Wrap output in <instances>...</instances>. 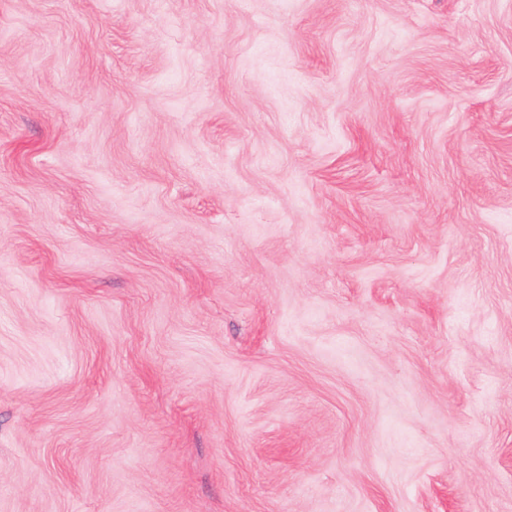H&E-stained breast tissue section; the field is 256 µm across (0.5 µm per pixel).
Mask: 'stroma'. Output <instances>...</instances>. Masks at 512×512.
I'll list each match as a JSON object with an SVG mask.
<instances>
[{"instance_id": "obj_1", "label": "stroma", "mask_w": 512, "mask_h": 512, "mask_svg": "<svg viewBox=\"0 0 512 512\" xmlns=\"http://www.w3.org/2000/svg\"><path fill=\"white\" fill-rule=\"evenodd\" d=\"M0 512H512V0H0Z\"/></svg>"}]
</instances>
